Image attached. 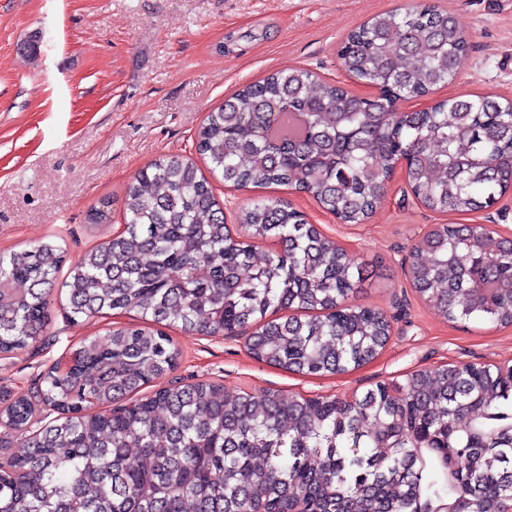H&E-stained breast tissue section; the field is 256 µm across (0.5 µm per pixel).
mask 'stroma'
<instances>
[{
	"instance_id": "35a3bbf8",
	"label": "stroma",
	"mask_w": 512,
	"mask_h": 512,
	"mask_svg": "<svg viewBox=\"0 0 512 512\" xmlns=\"http://www.w3.org/2000/svg\"><path fill=\"white\" fill-rule=\"evenodd\" d=\"M469 35L455 84L432 100L466 95L512 100V0H434ZM409 0H0V251L45 241L67 263L123 228V200L135 174L160 156H194L207 113L241 86L275 71L310 69L351 93L373 88L349 79L339 59L354 27ZM36 41L28 53L26 41ZM230 229L251 200L277 197L353 254L366 270L352 303L383 312L392 331L372 361L324 376L259 362L243 337L168 330L179 365L149 384L213 381L225 392L351 400L380 382L448 364L512 366V326L445 320L415 291L405 271L415 241L436 224H483L496 213L499 236L512 239V191L492 212L436 213L412 195L403 171L362 224H341L310 195L269 186L237 190L217 182ZM112 221L91 224L100 199ZM127 314L69 319L54 306L44 339L0 354V390L27 392L49 366L81 342L130 322Z\"/></svg>"
}]
</instances>
